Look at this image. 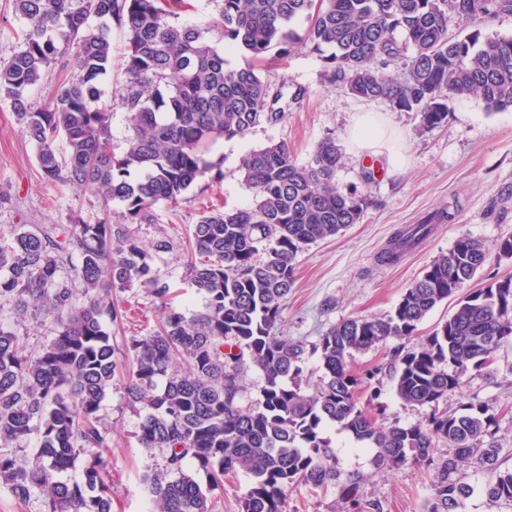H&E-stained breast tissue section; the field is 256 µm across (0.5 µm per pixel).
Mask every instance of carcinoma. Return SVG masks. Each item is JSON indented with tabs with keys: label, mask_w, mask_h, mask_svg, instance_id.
<instances>
[{
	"label": "carcinoma",
	"mask_w": 512,
	"mask_h": 512,
	"mask_svg": "<svg viewBox=\"0 0 512 512\" xmlns=\"http://www.w3.org/2000/svg\"><path fill=\"white\" fill-rule=\"evenodd\" d=\"M25 23L23 44L0 64V94L11 101L23 134L37 147L42 176L64 186L87 187L101 200L102 217L74 224L58 240L38 227L0 234V309L32 310L54 317L53 337L34 354L25 337L0 328V481L24 503L44 495L47 512H112L105 449L112 435L98 412L116 376L126 374L128 397L141 405L139 443L167 450L164 475H145L154 512H211L210 498L224 477L248 478L241 512H286L287 491L299 485L338 488L345 512H380L360 494L363 477L336 467L328 426L372 448L377 466L397 471H437L427 512H462L475 487L463 468L481 474L486 499L512 507V448L496 438L501 414L470 402L441 407L471 372L491 373L490 357L512 340V275L467 288L477 271L512 258V239L494 249L463 236L439 255L381 317L342 320L311 348L280 335L283 305L295 282L303 249L355 224L368 205L356 190L336 187L341 152L322 138L310 159L297 162L288 142L269 141L240 159L252 189L251 207L202 213L189 238L185 279L205 299L186 315L151 255L119 225L109 222L120 204L132 223L150 220L159 203L176 205L206 178L222 176L208 158L219 138H244L285 118L282 88L259 72L268 60H285L294 45L311 46L325 80L352 96L383 100L414 112L426 129L448 123L450 103L480 98L493 112L512 109V38L474 29L448 30L512 13V0H220L207 28L176 25L182 0H11ZM306 27L295 28L299 20ZM125 35L120 106L127 112L125 148L114 152L109 106L100 82L112 60V24ZM224 38L219 49L209 37ZM77 48V79L59 84L34 111L29 91L52 76ZM242 52L251 64L228 66L225 54ZM405 58L400 79L385 73ZM64 142L65 152L58 143ZM445 214L409 224L379 256L395 264L420 246ZM78 256L72 277L62 266ZM86 289L77 304L75 281ZM151 288L161 303L159 329L133 338L131 364L115 359L106 320L122 318L112 293ZM456 309L422 342L400 348L392 380L407 405L431 407L428 424H378L361 402L376 393L378 371H351L354 354L409 339L438 305ZM318 355L321 376L311 392L302 386L307 353ZM263 375L260 403L238 404L240 368ZM36 440L38 462L26 465ZM448 446L437 461L432 448ZM82 462V477L66 475ZM208 477L201 486L187 471Z\"/></svg>",
	"instance_id": "1"
}]
</instances>
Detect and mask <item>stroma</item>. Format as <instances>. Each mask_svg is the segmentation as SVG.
<instances>
[{"label": "stroma", "instance_id": "1", "mask_svg": "<svg viewBox=\"0 0 512 512\" xmlns=\"http://www.w3.org/2000/svg\"><path fill=\"white\" fill-rule=\"evenodd\" d=\"M323 63L309 46H295L286 64L265 73L281 86L280 102L287 117L275 126L261 125L243 139H220L208 151L219 162L222 179L203 181L190 189L177 207L158 204L149 224L125 222L121 207H114L111 221L124 224L129 235L153 247L160 240L168 246L154 251L152 262L159 276L169 282L175 302L189 315L203 310L205 301L185 279L189 256L185 243L203 210L251 204L252 190L238 170L241 155L268 141L287 140L298 162L308 161L324 136H333L342 152L336 184L344 191L356 188L369 204L359 222L337 236L307 246L298 256L295 285L283 310L282 335L313 343L331 325L358 317L390 313L402 294L436 257L464 235L494 247L512 237V110L488 113L483 101L469 98L453 102L445 126L423 128L415 113L399 112L383 101H360L339 85L326 84ZM307 88L294 98L297 88ZM370 114L385 133V145L375 159L357 150L351 129L363 114ZM402 165L391 168L390 156ZM377 162L378 176L363 182L362 172ZM449 210L448 221L436 225L431 236L399 263H381L379 254L396 229L418 223L433 213ZM97 195L83 188L45 181L36 163V147L20 132L7 97H0V233L20 225H38L62 236L81 221L100 216ZM123 317L112 326V343L119 363L127 361L132 338L152 334L161 308L148 289L133 288L117 295ZM49 318L0 310V328L27 339L28 352L41 349L50 338ZM400 340L383 348L355 355L356 373L380 369L379 396L373 414L381 423L426 424L430 410L405 405L395 394L387 368ZM496 373H471L459 393L450 395L449 410L472 401L506 408L497 434L503 447L512 448V344L495 354ZM102 427L112 434L104 458L112 486V512H151L152 497L146 473L164 472L166 452L147 449L138 441L142 418L140 404L132 402L123 377H116L99 411ZM336 462L342 471H358L365 481L361 495L378 501L381 512H424L431 493L433 473L427 469L377 471L371 449L356 448L352 439L329 428Z\"/></svg>", "mask_w": 512, "mask_h": 512}]
</instances>
